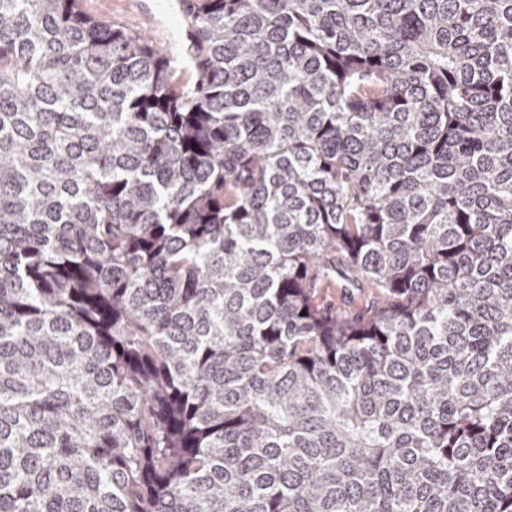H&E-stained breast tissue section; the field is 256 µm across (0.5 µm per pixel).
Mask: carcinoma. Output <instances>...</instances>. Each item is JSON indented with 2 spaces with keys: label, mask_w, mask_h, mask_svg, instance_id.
Wrapping results in <instances>:
<instances>
[{
  "label": "carcinoma",
  "mask_w": 512,
  "mask_h": 512,
  "mask_svg": "<svg viewBox=\"0 0 512 512\" xmlns=\"http://www.w3.org/2000/svg\"><path fill=\"white\" fill-rule=\"evenodd\" d=\"M181 2L0 0V512H512V0ZM174 1L179 0H80V5L86 15L98 21L147 34L177 60V81L190 84L195 73L185 58L187 46ZM358 291L354 288H343L339 282L332 283L329 287L320 288L318 301L324 305L336 307V311L354 315L368 306L372 300L370 288Z\"/></svg>",
  "instance_id": "carcinoma-1"
}]
</instances>
